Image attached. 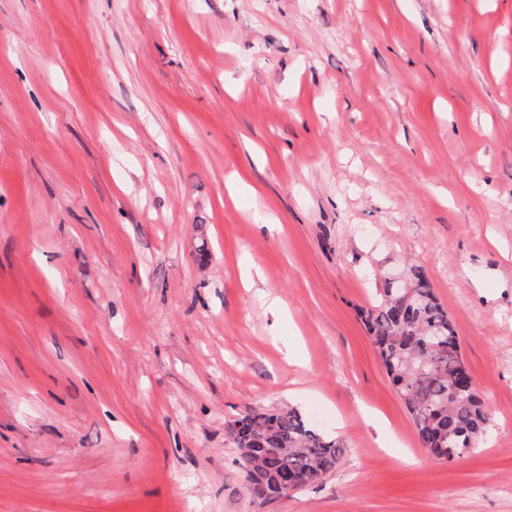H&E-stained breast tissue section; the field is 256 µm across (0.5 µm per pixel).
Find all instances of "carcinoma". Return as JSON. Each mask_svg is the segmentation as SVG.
I'll return each instance as SVG.
<instances>
[{"label":"carcinoma","instance_id":"carcinoma-1","mask_svg":"<svg viewBox=\"0 0 512 512\" xmlns=\"http://www.w3.org/2000/svg\"><path fill=\"white\" fill-rule=\"evenodd\" d=\"M407 276L405 288L382 280L380 299L361 309V317L420 444L436 461L455 463L483 443L490 418L478 391L450 392L463 366L456 327L422 269L412 267ZM226 434L262 505L276 501L283 485L322 482L344 453L343 444L319 433L295 408L251 409L229 421Z\"/></svg>","mask_w":512,"mask_h":512}]
</instances>
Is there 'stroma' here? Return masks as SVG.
<instances>
[{
    "label": "stroma",
    "mask_w": 512,
    "mask_h": 512,
    "mask_svg": "<svg viewBox=\"0 0 512 512\" xmlns=\"http://www.w3.org/2000/svg\"><path fill=\"white\" fill-rule=\"evenodd\" d=\"M410 265L458 465L358 315ZM289 406L345 453L261 505L225 427ZM0 512H512V0H0ZM407 276L408 288H393L387 279L401 276L386 275L380 299L361 317L420 444L436 461L455 463L483 443L490 418L477 390L450 392L465 364L456 327L422 269Z\"/></svg>",
    "instance_id": "1"
}]
</instances>
